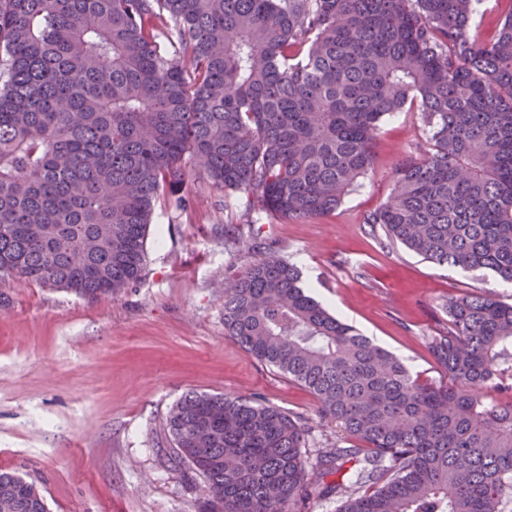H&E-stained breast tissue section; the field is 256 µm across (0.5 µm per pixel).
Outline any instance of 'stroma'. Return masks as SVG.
<instances>
[{
    "label": "stroma",
    "instance_id": "1",
    "mask_svg": "<svg viewBox=\"0 0 512 512\" xmlns=\"http://www.w3.org/2000/svg\"><path fill=\"white\" fill-rule=\"evenodd\" d=\"M419 113L387 118L373 166L324 218L245 213V197L195 165L154 212L141 279L99 301L23 279L0 282V472L36 484L49 512H199L203 481L169 457L164 423L187 391L259 396L303 418L309 462L325 440L316 398L224 336L225 277L254 246L295 264L304 288L395 353L421 379L444 375L428 343L448 298L512 286L486 271L439 266L387 243L363 219L391 195L396 169L421 158ZM240 236L224 246L225 230Z\"/></svg>",
    "mask_w": 512,
    "mask_h": 512
}]
</instances>
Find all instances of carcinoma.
I'll return each mask as SVG.
<instances>
[{"label": "carcinoma", "instance_id": "carcinoma-1", "mask_svg": "<svg viewBox=\"0 0 512 512\" xmlns=\"http://www.w3.org/2000/svg\"><path fill=\"white\" fill-rule=\"evenodd\" d=\"M474 0H0V278L90 301L137 283L152 216L193 162L255 208L330 215L386 117L420 112L424 156L364 223L438 265L512 283V12ZM429 383L261 252L224 281V334L307 389L355 440L310 466L307 426L257 396L189 391L164 424L202 512H502L512 497V303L448 299ZM350 460L351 476L336 482ZM0 512H47L0 472ZM512 0H485L472 22L471 34L480 40H488L495 32L501 18L511 10Z\"/></svg>", "mask_w": 512, "mask_h": 512}]
</instances>
